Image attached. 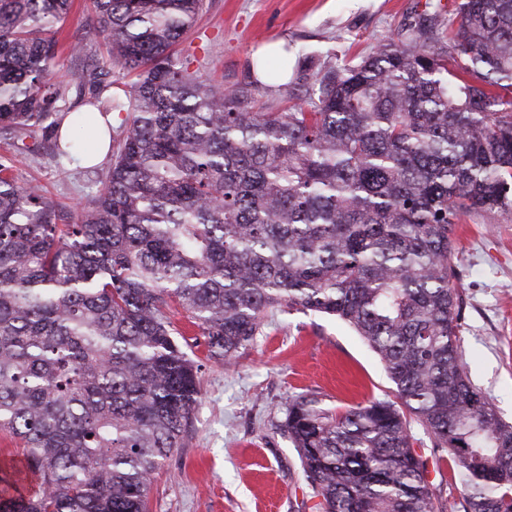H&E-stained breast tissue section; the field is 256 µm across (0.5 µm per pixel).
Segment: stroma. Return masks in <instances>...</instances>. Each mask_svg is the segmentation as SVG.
<instances>
[{"mask_svg": "<svg viewBox=\"0 0 512 512\" xmlns=\"http://www.w3.org/2000/svg\"><path fill=\"white\" fill-rule=\"evenodd\" d=\"M428 0H205L181 50L204 73L232 86L255 79V60L269 43L284 42L290 67L328 49L361 59L381 39L431 15ZM34 155L17 163L18 183L77 206L95 191L101 166L57 165L54 140L35 132ZM461 300V346L473 382L512 422V215L466 219L455 227ZM202 398L184 447L156 474L150 512H312L313 491L297 453L279 429L290 398L314 394L343 411L391 400L395 386L376 354L341 320L281 311L254 344L229 365L191 352ZM410 429L429 455L428 477L439 498L458 505L451 460L431 457L418 422Z\"/></svg>", "mask_w": 512, "mask_h": 512, "instance_id": "35a3bbf8", "label": "stroma"}]
</instances>
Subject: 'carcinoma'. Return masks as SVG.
Wrapping results in <instances>:
<instances>
[{"label":"carcinoma","mask_w":512,"mask_h":512,"mask_svg":"<svg viewBox=\"0 0 512 512\" xmlns=\"http://www.w3.org/2000/svg\"><path fill=\"white\" fill-rule=\"evenodd\" d=\"M110 53L52 80L72 0H0V434L36 488L0 470V512H150L201 387L169 309L230 363L274 309L350 327L399 402H288L317 512H447L407 415L454 463L463 512H512V424L460 346L454 230L512 213V0H460L353 63L310 56L296 82L231 87L175 50L204 0H93ZM114 67L136 75L106 94ZM276 93L281 109L262 111ZM112 128L99 189L72 210L11 176L35 128ZM86 148L56 142L60 163Z\"/></svg>","instance_id":"1"}]
</instances>
